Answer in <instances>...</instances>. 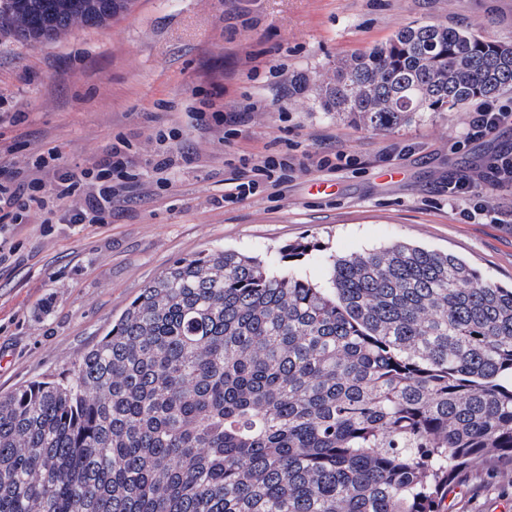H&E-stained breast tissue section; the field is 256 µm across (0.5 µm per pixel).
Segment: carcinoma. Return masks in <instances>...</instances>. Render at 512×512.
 Here are the masks:
<instances>
[{"mask_svg": "<svg viewBox=\"0 0 512 512\" xmlns=\"http://www.w3.org/2000/svg\"><path fill=\"white\" fill-rule=\"evenodd\" d=\"M132 0H0L31 44ZM389 133L512 91V44L412 24L319 76ZM512 463V288L404 242L331 287L234 250L174 261L59 378L0 395V512H442Z\"/></svg>", "mask_w": 512, "mask_h": 512, "instance_id": "obj_1", "label": "carcinoma"}]
</instances>
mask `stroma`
<instances>
[{
    "mask_svg": "<svg viewBox=\"0 0 512 512\" xmlns=\"http://www.w3.org/2000/svg\"><path fill=\"white\" fill-rule=\"evenodd\" d=\"M411 23H441L512 40V0H137L106 27H77L26 44L0 34V170L31 168L57 149L56 172L131 145L136 184L112 200L106 224H12L0 229V392L59 375L175 260L230 248L277 255L310 243L289 270L324 286L332 260L414 242L512 283V227L466 221L462 209L512 210V186L491 165L512 127L471 142L468 115L440 112L388 134L326 111L315 79ZM239 112L236 137L195 111ZM342 154L336 170L295 171L282 193L258 185L224 198L235 168L267 154ZM171 161L157 181V155ZM475 180L448 200V180ZM446 512H512V470L467 469Z\"/></svg>",
    "mask_w": 512,
    "mask_h": 512,
    "instance_id": "stroma-1",
    "label": "stroma"
}]
</instances>
